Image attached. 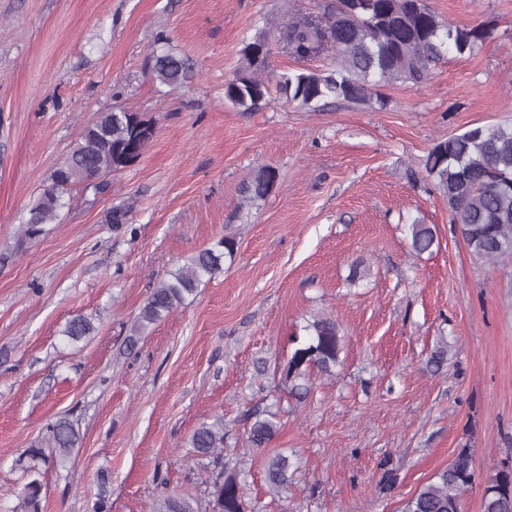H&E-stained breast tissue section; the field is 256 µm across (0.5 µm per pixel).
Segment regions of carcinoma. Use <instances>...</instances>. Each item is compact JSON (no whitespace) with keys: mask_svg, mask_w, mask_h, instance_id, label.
I'll use <instances>...</instances> for the list:
<instances>
[{"mask_svg":"<svg viewBox=\"0 0 512 512\" xmlns=\"http://www.w3.org/2000/svg\"><path fill=\"white\" fill-rule=\"evenodd\" d=\"M485 39L478 28L442 21L427 0H336L323 13L299 17L279 31V40L289 54L308 61L326 53L336 55V64L326 70L303 69L273 75L277 91L288 102L311 109L337 102L366 103L377 88L390 83L423 84L431 69L454 52L471 54ZM271 52L268 34L258 32L244 42L242 65L224 89V98L242 112H256L266 104L269 82L261 77ZM186 59L172 52L152 55L151 74L168 87L181 83L189 72ZM154 136L151 121L136 112L110 110L99 114L86 127L80 140L55 170L51 184L29 210L22 224L23 238L42 232V225L57 216L63 195L72 186L85 184L129 166V152L143 155ZM427 176L443 192L451 217L472 256L485 263L512 258V124L476 126L435 144L424 161ZM278 173L271 166L259 168L248 191L255 199L266 197ZM436 241L428 224L411 225V247L424 253ZM234 239L224 237L190 257L185 266L161 280L140 308L130 337L148 333L197 291L205 277L223 271L224 258L233 257ZM310 341L296 348L288 360L286 376L303 379L310 368L330 373L339 361L343 336L338 323L328 317L311 325ZM96 327L85 316L71 319L65 335L74 341L92 335ZM247 447H266L280 430L271 414L253 411L246 416ZM79 441L71 421L59 419L48 428L47 448L25 451L34 461L65 460ZM189 447L200 456L224 465V425L202 422L192 432ZM292 462L276 454L266 464L269 489L279 492L292 479ZM474 468L469 449H460L448 466L424 484L405 504L403 512H462V496L472 487ZM108 474L98 475L99 497L95 512H109ZM20 512H41L42 482L31 478L18 494ZM209 512H245L240 485L234 475L219 471L211 482ZM482 512H512V464L502 463L487 478L482 492ZM151 512H200L192 499L177 493L163 494Z\"/></svg>","mask_w":512,"mask_h":512,"instance_id":"obj_1","label":"carcinoma"}]
</instances>
